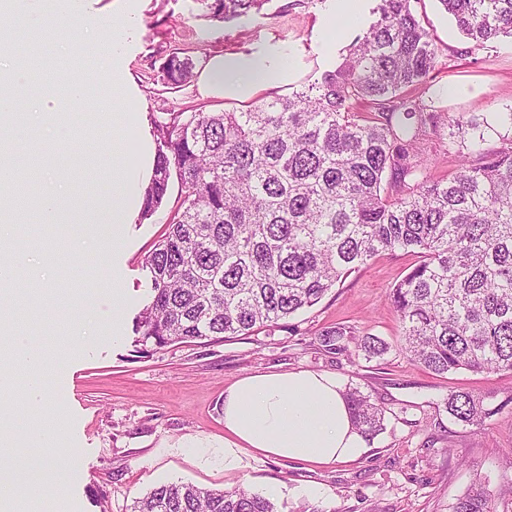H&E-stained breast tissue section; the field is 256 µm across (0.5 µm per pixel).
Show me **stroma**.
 <instances>
[{
    "instance_id": "obj_1",
    "label": "stroma",
    "mask_w": 512,
    "mask_h": 512,
    "mask_svg": "<svg viewBox=\"0 0 512 512\" xmlns=\"http://www.w3.org/2000/svg\"><path fill=\"white\" fill-rule=\"evenodd\" d=\"M331 0H272L242 22H224L197 0H140L136 38L128 69L142 95L143 110L128 139L137 142L150 117L166 112H211L235 108L232 100L201 97L196 83L172 86L162 66L172 53L194 64L217 53L249 52L271 43L295 49L302 59L298 84L333 69L316 28ZM415 8L439 48L433 82L449 114L487 116L512 110V39L494 51L471 52L437 0ZM462 94L448 97L444 88ZM171 186L163 205L146 220L123 225L117 242L101 247L90 239H68L63 257L51 264L55 291L26 296L39 239L49 230L29 215L1 238L21 258L8 276L11 316L33 335V350L51 356V395L28 407L20 389L0 396L14 413L1 422L11 436L0 464L32 461L34 430L50 431L66 415L65 433L78 448L55 466L57 482L40 485L38 512H131L133 502L154 487L191 483L211 490L244 488L269 498L278 512H452L470 485H512L506 466L512 449V376L461 371L438 375L412 361L401 348V324L388 290L414 259L383 253L327 292L312 308L249 336L175 343L161 349L137 343L136 318L148 295L145 255L167 231L179 199ZM87 289L83 318L68 316L69 299L59 285ZM342 327L389 343L382 358L366 360L324 350L319 334ZM312 370L359 389L384 413L383 428L366 439L367 452L354 462L328 467L286 459H251L228 475L219 457L192 449L195 440H224L218 405L239 378L255 373ZM463 389L496 412L481 425L461 427L449 419L444 400Z\"/></svg>"
}]
</instances>
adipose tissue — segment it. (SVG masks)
<instances>
[{
	"label": "adipose tissue",
	"instance_id": "obj_1",
	"mask_svg": "<svg viewBox=\"0 0 512 512\" xmlns=\"http://www.w3.org/2000/svg\"><path fill=\"white\" fill-rule=\"evenodd\" d=\"M367 0H334L320 29L330 40H339L346 29L358 24ZM301 70L297 53L274 44L258 52L211 56L197 72L202 96L246 101L257 93L278 89L297 79ZM86 65L78 63L54 83L44 85L28 106L31 120L49 119L58 141L69 138V124L60 108L85 96ZM0 337L10 350L0 353V386H11L18 373L28 375L25 398L38 404L47 394L41 375L46 363L29 348L22 329L0 322ZM224 470L235 472L246 458L298 460L317 467L355 461L366 450L356 428L342 385L335 376L300 370L258 373L238 379L224 393ZM52 468L26 474L0 469V512H25V506Z\"/></svg>",
	"mask_w": 512,
	"mask_h": 512
}]
</instances>
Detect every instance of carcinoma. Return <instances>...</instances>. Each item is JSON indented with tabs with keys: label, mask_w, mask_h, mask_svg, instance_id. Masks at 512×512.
<instances>
[{
	"label": "carcinoma",
	"mask_w": 512,
	"mask_h": 512,
	"mask_svg": "<svg viewBox=\"0 0 512 512\" xmlns=\"http://www.w3.org/2000/svg\"><path fill=\"white\" fill-rule=\"evenodd\" d=\"M226 22L260 12L272 0H199ZM417 0H377L374 20L342 49L332 70L306 86L240 109L169 112L152 120L155 171L141 218L167 198L180 204L142 264L151 300L136 321L138 342L173 343L245 336L317 304L344 277L384 251L418 257L389 290L404 350L438 374L512 373V112L448 117L435 106L438 47L414 9ZM475 51L512 38V0H438ZM53 31L32 37L23 61L30 80L48 83L43 49ZM194 62L171 54L163 71L182 86ZM458 147L460 164L432 179L417 160L419 136ZM67 144L32 147L30 167ZM12 182L15 215L39 208ZM56 261L61 241L40 242ZM322 346L342 353L347 332L323 330ZM389 350L365 334L355 355ZM364 435L382 430V412L355 388L345 394ZM448 415L477 426L494 410L468 391H451ZM501 497L480 483L453 512H492ZM131 512H278L243 488L205 490L161 484Z\"/></svg>",
	"instance_id": "obj_1"
}]
</instances>
